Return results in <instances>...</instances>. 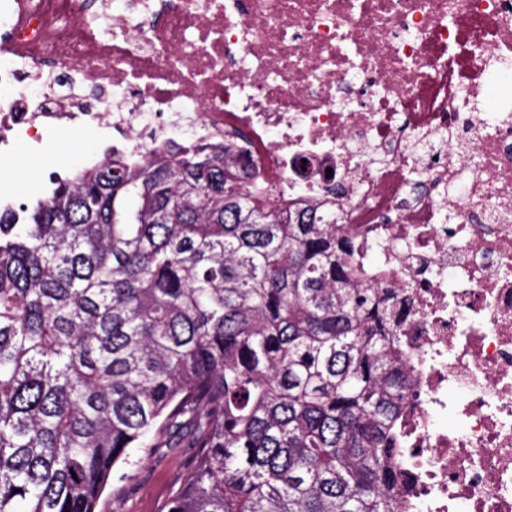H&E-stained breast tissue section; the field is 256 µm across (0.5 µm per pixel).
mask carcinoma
<instances>
[{"label": "carcinoma", "mask_w": 512, "mask_h": 512, "mask_svg": "<svg viewBox=\"0 0 512 512\" xmlns=\"http://www.w3.org/2000/svg\"><path fill=\"white\" fill-rule=\"evenodd\" d=\"M240 160L116 152L0 211V512H97L174 444L167 512H402L410 302Z\"/></svg>", "instance_id": "1"}]
</instances>
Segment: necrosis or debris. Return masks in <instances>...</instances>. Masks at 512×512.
Masks as SVG:
<instances>
[{"mask_svg":"<svg viewBox=\"0 0 512 512\" xmlns=\"http://www.w3.org/2000/svg\"><path fill=\"white\" fill-rule=\"evenodd\" d=\"M88 126L335 213L411 298L404 512H512V0H0V162Z\"/></svg>","mask_w":512,"mask_h":512,"instance_id":"obj_1","label":"necrosis or debris"}]
</instances>
